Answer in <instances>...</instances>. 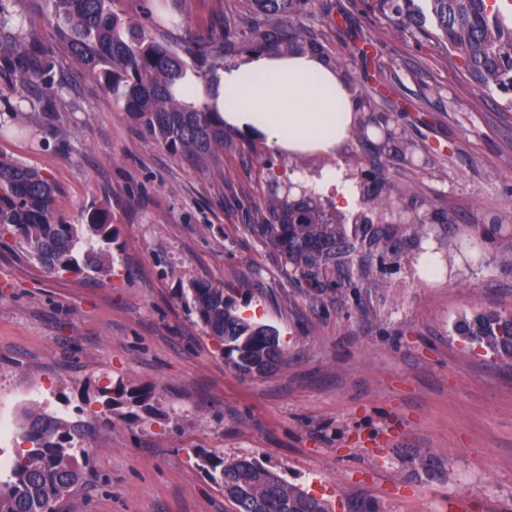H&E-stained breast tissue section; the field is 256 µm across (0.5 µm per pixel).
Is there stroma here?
Instances as JSON below:
<instances>
[{"mask_svg": "<svg viewBox=\"0 0 512 512\" xmlns=\"http://www.w3.org/2000/svg\"><path fill=\"white\" fill-rule=\"evenodd\" d=\"M155 20L157 37L248 32L251 0H118ZM340 76L393 115L416 147L385 158L392 209L426 218L401 227L400 257L380 249L351 287L308 297L305 284L250 230L272 181L298 182L336 215L337 187L368 183L371 150L293 156L259 132L226 125L224 162L200 168L140 137L111 95L78 66L58 73L53 122L0 134V154L40 170L74 224L112 215V274L44 270L0 245V395L94 423L93 471L78 512H231L197 469L195 449L256 459L332 512H512V359L460 340L453 326L512 310V94L483 89L445 51L399 33L374 0H308L294 18ZM498 216L499 237L467 245L469 225ZM224 285L242 316L275 326L288 363L245 378L178 301L179 288ZM152 386L153 412L103 416L97 388ZM438 456L425 475L410 457Z\"/></svg>", "mask_w": 512, "mask_h": 512, "instance_id": "35a3bbf8", "label": "stroma"}]
</instances>
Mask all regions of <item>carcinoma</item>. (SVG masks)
I'll return each mask as SVG.
<instances>
[{
    "mask_svg": "<svg viewBox=\"0 0 512 512\" xmlns=\"http://www.w3.org/2000/svg\"><path fill=\"white\" fill-rule=\"evenodd\" d=\"M55 19L60 54L22 35L13 14L0 6V67L15 73L19 84L53 83L54 70L78 65L135 124L147 140L173 156L209 168L224 154V117L214 107L194 102L199 88L208 92L224 53L220 39L230 36L186 34L179 51L159 40L144 24L123 18L116 0H42ZM264 23L238 42L246 54L279 56L321 54V44L294 25L305 0H252ZM498 0H377L379 11L401 32L427 37L461 61L480 85L512 88V18ZM188 58H183V55ZM57 188L39 171L0 156V236L16 240L28 256L54 273L86 278L112 275V216L92 208L82 224H72L57 210ZM252 230L291 265L292 273L319 300L335 285L352 284L350 269L358 253L370 254L396 237L393 227L368 224L347 227L346 218L324 210L307 191L292 198L288 189L271 184L256 212ZM178 298L212 340L227 366L243 375H264L284 361L279 332L238 313L224 287L193 281ZM462 340L512 358V311L484 310L454 324ZM106 411L122 403L148 410L153 392L147 387L118 385L98 390ZM32 447L18 456L10 480L0 481V512H74L71 507L90 464L82 448L88 425L28 410L19 424ZM197 468L224 491L233 512H329L325 502L288 483L276 472L246 456L226 460L195 451Z\"/></svg>",
    "mask_w": 512,
    "mask_h": 512,
    "instance_id": "1",
    "label": "carcinoma"
}]
</instances>
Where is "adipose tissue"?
<instances>
[{"label":"adipose tissue","mask_w":512,"mask_h":512,"mask_svg":"<svg viewBox=\"0 0 512 512\" xmlns=\"http://www.w3.org/2000/svg\"><path fill=\"white\" fill-rule=\"evenodd\" d=\"M209 104L225 121L262 132L292 154H331L355 127L358 103L336 70L319 56L252 55L218 70Z\"/></svg>","instance_id":"ef3b65f1"}]
</instances>
